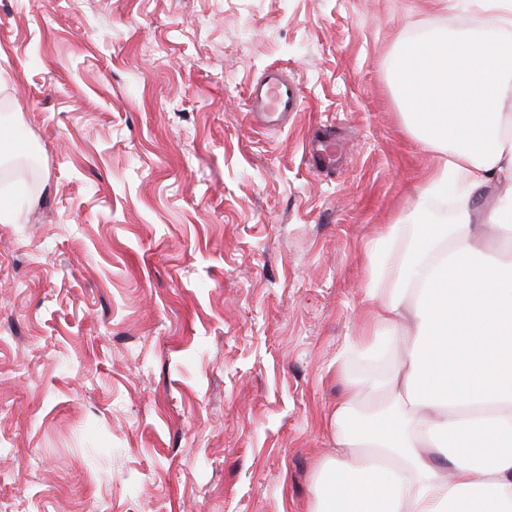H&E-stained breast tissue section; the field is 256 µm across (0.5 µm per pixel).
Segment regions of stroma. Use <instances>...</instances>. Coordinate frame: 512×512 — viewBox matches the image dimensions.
Masks as SVG:
<instances>
[{"instance_id": "1", "label": "stroma", "mask_w": 512, "mask_h": 512, "mask_svg": "<svg viewBox=\"0 0 512 512\" xmlns=\"http://www.w3.org/2000/svg\"><path fill=\"white\" fill-rule=\"evenodd\" d=\"M462 0H0V512H308L371 247L434 155L399 41ZM277 65L286 127L246 94ZM336 142L316 167L305 145ZM250 112L269 126H281L288 115L298 112L302 103V88L288 71L279 66L264 70L248 88Z\"/></svg>"}]
</instances>
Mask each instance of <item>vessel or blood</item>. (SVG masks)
<instances>
[{"label":"vessel or blood","instance_id":"1","mask_svg":"<svg viewBox=\"0 0 512 512\" xmlns=\"http://www.w3.org/2000/svg\"><path fill=\"white\" fill-rule=\"evenodd\" d=\"M247 101L254 116L267 125L280 126L291 113L300 110L302 88L287 70L272 66L249 86Z\"/></svg>","mask_w":512,"mask_h":512}]
</instances>
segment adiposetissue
Wrapping results in <instances>:
<instances>
[{
	"label": "adipose tissue",
	"instance_id": "1",
	"mask_svg": "<svg viewBox=\"0 0 512 512\" xmlns=\"http://www.w3.org/2000/svg\"><path fill=\"white\" fill-rule=\"evenodd\" d=\"M503 33L401 41L393 76L410 133L437 156L413 218L375 242L371 321L338 372L333 450L309 512H512V0H468ZM459 190L452 223L426 209ZM497 188L490 215L476 205ZM488 217L506 245L480 246ZM355 358V359H356Z\"/></svg>",
	"mask_w": 512,
	"mask_h": 512
}]
</instances>
